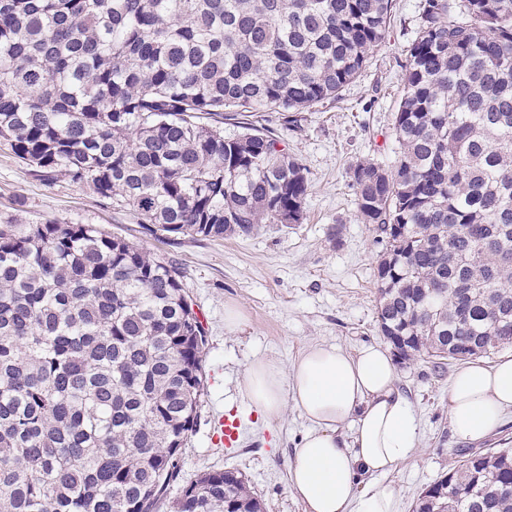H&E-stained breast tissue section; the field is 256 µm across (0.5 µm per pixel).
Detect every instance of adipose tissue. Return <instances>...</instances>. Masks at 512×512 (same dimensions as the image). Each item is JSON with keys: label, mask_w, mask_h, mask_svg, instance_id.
<instances>
[{"label": "adipose tissue", "mask_w": 512, "mask_h": 512, "mask_svg": "<svg viewBox=\"0 0 512 512\" xmlns=\"http://www.w3.org/2000/svg\"><path fill=\"white\" fill-rule=\"evenodd\" d=\"M244 392L267 420H280L291 403L310 423L288 468L304 512H397L396 488L376 478L413 457L419 423L387 349L313 345L288 366L259 358ZM510 412L512 354L465 363L450 376L448 420L458 438L482 440Z\"/></svg>", "instance_id": "ef3b65f1"}]
</instances>
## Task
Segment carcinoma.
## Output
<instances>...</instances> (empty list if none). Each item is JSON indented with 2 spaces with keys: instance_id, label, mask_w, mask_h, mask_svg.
<instances>
[{
  "instance_id": "carcinoma-1",
  "label": "carcinoma",
  "mask_w": 512,
  "mask_h": 512,
  "mask_svg": "<svg viewBox=\"0 0 512 512\" xmlns=\"http://www.w3.org/2000/svg\"><path fill=\"white\" fill-rule=\"evenodd\" d=\"M393 0H0V145L161 241L299 224L306 168L246 114L336 98ZM394 157L349 168L381 237L401 359L512 344V0H416ZM230 124L238 131L224 133ZM206 332L172 263L93 224L0 221V512H262L187 480ZM413 512H512V448L462 458Z\"/></svg>"
}]
</instances>
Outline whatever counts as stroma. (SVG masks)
<instances>
[{
  "label": "stroma",
  "instance_id": "1",
  "mask_svg": "<svg viewBox=\"0 0 512 512\" xmlns=\"http://www.w3.org/2000/svg\"><path fill=\"white\" fill-rule=\"evenodd\" d=\"M417 28L414 0H394L385 40L338 98L302 112L294 127L268 122L281 147L307 171L304 217L288 228L266 224L246 238L186 236L161 242L130 215L103 205L89 186L46 184L0 147V220L93 224L180 268L208 339L204 395L197 426L183 449L184 475L193 479L211 470L238 471L264 512H303L288 485V467L310 424L292 405L282 420H264L242 391L249 365L265 356L287 365L314 344L353 352L385 342L376 321L375 273L382 245L357 219L348 171L356 161L384 162L391 156L392 114L403 94L405 50ZM336 228L341 234L335 238L331 232ZM229 306L243 317L234 331L224 325ZM456 367L451 361L437 369L423 356L396 363L420 432L416 456L378 478L398 490V512H411L420 492L448 474L460 454L512 448V414L483 440L453 435L447 391ZM230 410L251 421V433L240 448H225L214 436L218 416Z\"/></svg>",
  "mask_w": 512,
  "mask_h": 512
}]
</instances>
